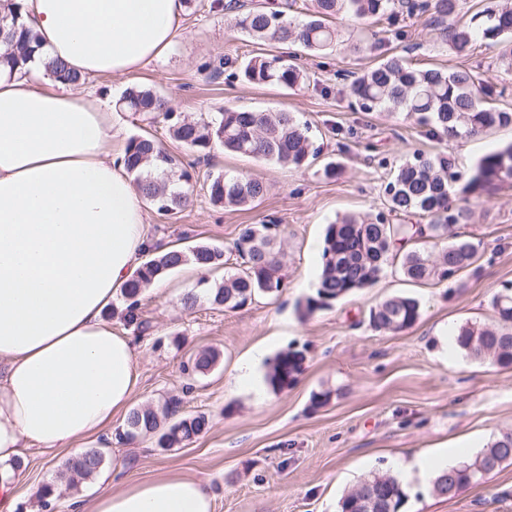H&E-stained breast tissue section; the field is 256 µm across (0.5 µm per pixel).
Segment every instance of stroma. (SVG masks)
<instances>
[{
  "label": "stroma",
  "instance_id": "obj_1",
  "mask_svg": "<svg viewBox=\"0 0 512 512\" xmlns=\"http://www.w3.org/2000/svg\"><path fill=\"white\" fill-rule=\"evenodd\" d=\"M230 11L216 0H195L184 9L180 33L168 54L141 69L99 77L81 86L107 107L113 89L143 86L164 94L175 111L197 119L224 108L276 109L294 113L310 125L320 153L305 169L263 163L242 155L216 153L211 160L168 140L162 124L142 115L117 113L121 141L145 132L165 140L194 176L187 207L171 218L149 211L150 231L165 245L206 242L226 248V268L241 260L231 246L240 225L274 220L283 235L284 288L278 297H262L239 309L200 300L195 309L181 305L198 278L181 267L144 291L143 319L149 333L137 334L122 315L123 301L112 305V325L137 336L140 379L131 407L156 406L170 395L183 399L181 414H205L209 427L192 443L167 451L154 440L113 441L114 465L98 479L79 484L41 508L29 489L59 480L71 448L53 459L27 453L17 484L18 512H72L74 502H91L98 481L113 490L164 472L206 481L214 495L213 512H337L339 499L374 473L391 471L398 460H411L446 444L479 452L501 433L512 431V368L447 354L446 338L460 326L494 324V296L512 284V188L494 198H469L467 217L458 230L479 242L477 269L438 284L407 281L398 263L389 264L372 286L300 319L299 300L313 295L321 269L328 224L346 214L382 216L393 224L410 223L390 212L385 193L399 165L415 153L440 151L441 143L405 115L361 111L348 85L387 55L396 53L420 67L466 69L492 88L491 103L512 109V72L498 64L500 45L484 41L474 53L458 58L436 41L428 17L404 18L360 28L340 19L342 46L324 56L291 47L294 62L310 76L301 90L258 86L241 79L213 78L210 63L225 57L229 70L257 53L277 47L243 36L230 22ZM512 141V127L456 143L452 153L460 173H469L484 154ZM335 177H325L327 162ZM242 172L264 181L266 195L246 208L214 205L208 174ZM405 294L421 303V317L400 333L374 330L368 311L384 298ZM212 348L219 352L207 373L185 371L188 358ZM262 351L258 366L267 374L281 351H303L296 381L282 390L255 395L235 383L242 359ZM330 399L312 408L313 394ZM405 512H512V460L483 484L455 496L434 493L431 477L413 478L406 488Z\"/></svg>",
  "mask_w": 512,
  "mask_h": 512
}]
</instances>
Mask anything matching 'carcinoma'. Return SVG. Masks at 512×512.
Returning <instances> with one entry per match:
<instances>
[{"label": "carcinoma", "mask_w": 512, "mask_h": 512, "mask_svg": "<svg viewBox=\"0 0 512 512\" xmlns=\"http://www.w3.org/2000/svg\"><path fill=\"white\" fill-rule=\"evenodd\" d=\"M464 0H314V10L301 22L288 20L281 11L254 7L236 19L235 27L249 37L283 46L297 44L313 53H325L337 46L338 31L332 20L343 14L352 22L385 18L395 24L398 17L430 14L437 39L449 44L458 57L469 56L479 40L501 45V64L512 70V7L494 5L478 11L467 26L450 23L462 10ZM0 10V35L12 50L0 55V68L24 72L29 55L38 47L37 34L19 22L21 6L7 0ZM45 74L73 87L84 79L58 59L44 63ZM242 78L254 85L293 89L310 82V77L291 60L286 51L261 53L241 68ZM350 93L365 112H400L452 142L474 137L495 127L512 126V111L487 105L491 90L478 75L462 70L421 69L392 55L375 68L355 78ZM127 112L142 113L161 120L173 140L205 156L220 149L226 153L251 157L258 161L301 169L319 153L309 136V126L290 112L226 108L213 116L189 121L173 111L160 93L140 86L128 88L118 101ZM124 165L140 188L144 200L157 213L174 216L188 202L190 171L181 160L149 132L131 137L125 145ZM512 188V143L484 155L475 168L462 176L455 161L446 153L433 156L417 154L403 163L385 188L390 211L430 218L429 224H390L382 217L369 219L348 215L328 225L323 240L322 265L316 296L298 303L303 319L330 302L372 286L390 261L399 263V271L410 282L441 283L458 277L478 259V243L453 232L463 218L460 202L470 197L493 198L502 188ZM211 201L224 207L242 208L264 197L265 183L244 174L219 172L210 177ZM281 231L274 222L245 224L239 229L234 249L243 260V268L224 274V282L211 284L206 277L198 281L199 291L181 299L184 309H194L200 298L216 307L242 308L261 296H276L283 288L280 275L281 249L277 240ZM192 264L207 271L223 265L224 249L209 243L184 248L172 246L164 253L145 255L140 274L122 291L124 320L145 333L149 326L141 318L140 296L154 279ZM498 327L460 326L455 331V347L474 360H490L501 367H512V293L493 299ZM421 316L420 302L413 296L397 295L372 307L369 323L378 331L402 332L416 324ZM214 350L197 352L190 369L204 374L217 363ZM304 356L288 350L274 356L267 380L275 390L296 381ZM181 399L169 398L162 413L151 408H133L125 418L119 438L132 442L154 439L162 451L180 447L204 433L207 416L178 415ZM512 432L493 440L486 448L467 457L433 479L438 487L450 472L456 474L457 488L478 484L483 475L474 470L480 462L498 465L511 459ZM110 456L107 448L89 447L65 463L69 485L93 478ZM372 491L378 501L373 512H401L407 494L401 481L391 473L374 474L359 482L339 502V512H363L361 494Z\"/></svg>", "instance_id": "1"}]
</instances>
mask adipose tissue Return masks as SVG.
Returning a JSON list of instances; mask_svg holds the SVG:
<instances>
[{
  "label": "adipose tissue",
  "mask_w": 512,
  "mask_h": 512,
  "mask_svg": "<svg viewBox=\"0 0 512 512\" xmlns=\"http://www.w3.org/2000/svg\"><path fill=\"white\" fill-rule=\"evenodd\" d=\"M181 11L180 0H23L39 47L25 74L0 69V512L18 508L26 451L111 447L140 372L138 344L106 312L156 246L113 113L45 80L44 64L87 79L135 71L167 52ZM89 512H213V494L165 473L102 488Z\"/></svg>",
  "instance_id": "ef3b65f1"
}]
</instances>
